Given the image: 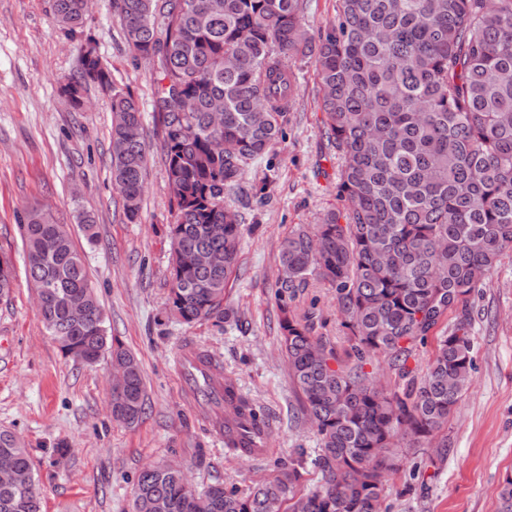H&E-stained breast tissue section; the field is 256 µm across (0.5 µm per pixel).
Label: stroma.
Masks as SVG:
<instances>
[{
  "mask_svg": "<svg viewBox=\"0 0 512 512\" xmlns=\"http://www.w3.org/2000/svg\"><path fill=\"white\" fill-rule=\"evenodd\" d=\"M92 43L113 87L140 105L150 161L143 206L128 222L113 189L109 152L110 90L91 84L82 107L63 91L80 68V47ZM295 77L285 138L225 195L239 210L244 235L238 278L225 302L239 324H182L166 312L169 288L170 192L155 92L157 60L133 57L113 0H92L84 23L65 32L50 0H0V257L11 261L15 285L0 299V431L28 449L44 512H133L132 485L148 463L186 467L197 488L221 482L246 489L274 476L277 462L319 443L300 415L288 362L280 350L272 295L278 246L299 224L318 223L336 204L341 162L321 125L319 86L311 58L293 57ZM266 198L256 202L255 187ZM51 210L81 252L100 300L105 326L140 360L146 410L133 427L112 418L109 357L85 365L66 357L46 330L25 272L19 218ZM95 217V237L77 222ZM316 308L338 347L346 339L328 286L310 281L299 310ZM475 369L463 395L431 444L407 448L384 486L390 512H497V492L512 473V255L483 276L470 299ZM207 350L212 373L231 377L260 405L270 424L271 454L233 456L211 431L180 383L185 343ZM424 468L414 478L413 466Z\"/></svg>",
  "mask_w": 512,
  "mask_h": 512,
  "instance_id": "35a3bbf8",
  "label": "stroma"
}]
</instances>
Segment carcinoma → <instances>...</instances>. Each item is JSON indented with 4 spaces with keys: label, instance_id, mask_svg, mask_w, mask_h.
<instances>
[{
    "label": "carcinoma",
    "instance_id": "obj_1",
    "mask_svg": "<svg viewBox=\"0 0 512 512\" xmlns=\"http://www.w3.org/2000/svg\"><path fill=\"white\" fill-rule=\"evenodd\" d=\"M336 18L317 37L301 25L303 0H114L132 53L160 67L155 112L173 201L169 314L186 325L238 322L224 304L239 270L243 222L224 206L258 161L285 137L293 75L282 56L314 58L328 145L343 161L339 206L314 230L300 226L280 244L273 292L282 351L301 418L321 445L320 484L297 493L306 460L245 491L216 482L189 489L183 469L159 462L133 484V512H387L383 489L399 470L401 444L421 448L448 424L469 387L473 363L470 297L479 275L512 254V0H337ZM66 31L79 29L88 0H51ZM110 86L91 43L64 86ZM224 103V129L212 127ZM112 185L125 217L142 207L148 152L142 115L128 92L111 89ZM26 275L39 314L60 350L76 361L104 355L126 367L112 418L135 426L145 413L140 361L108 334L84 259L49 211L20 219ZM212 262L197 264V255ZM331 288L349 348L298 312L309 277ZM14 282L0 257V298ZM80 303L83 320L70 318ZM455 316L447 325L448 315ZM441 333L425 367L418 347ZM382 357L394 375L383 388L366 370ZM224 383L226 428L268 427L264 410ZM32 473L29 453L6 431L0 456ZM0 512H42L35 479L0 485ZM512 512V475L498 492Z\"/></svg>",
    "mask_w": 512,
    "mask_h": 512
}]
</instances>
